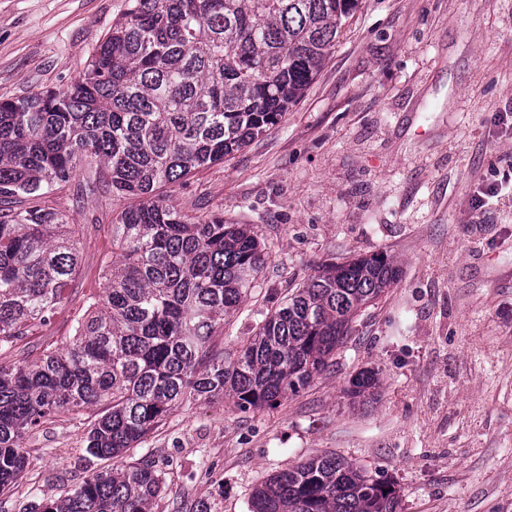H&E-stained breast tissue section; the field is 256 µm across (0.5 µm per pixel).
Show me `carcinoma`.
<instances>
[{"instance_id": "obj_1", "label": "carcinoma", "mask_w": 512, "mask_h": 512, "mask_svg": "<svg viewBox=\"0 0 512 512\" xmlns=\"http://www.w3.org/2000/svg\"><path fill=\"white\" fill-rule=\"evenodd\" d=\"M357 0H128L62 91L0 101V493L22 476L24 434L62 414L91 418L89 453L117 459L174 406L230 395L243 412L278 405L329 367L361 309L400 277L383 253L323 263L264 316L234 358L216 337L254 288V232L164 203V189L220 164L304 96ZM105 172L112 214L103 291L60 341L24 349L79 271L85 225L43 204L81 165ZM379 372L346 394L375 398ZM164 482L118 462L28 512H153ZM250 512H402L394 485L343 457L306 459L256 486Z\"/></svg>"}]
</instances>
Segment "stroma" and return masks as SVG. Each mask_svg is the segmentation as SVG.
<instances>
[{
    "mask_svg": "<svg viewBox=\"0 0 512 512\" xmlns=\"http://www.w3.org/2000/svg\"><path fill=\"white\" fill-rule=\"evenodd\" d=\"M127 0H0V101L63 90ZM512 0H358L336 48L285 118L222 164L168 188L197 216L250 225L268 260L224 320L233 357L324 262L386 254L396 285L360 311L331 365L273 409L233 399L180 405L129 461L164 477L154 512H249L253 488L335 454L394 482L403 512H512ZM502 188L473 207L475 186ZM71 222L96 216L81 268L50 327L60 338L100 293L112 212L69 184L53 200ZM375 369V400L345 390ZM86 417L25 435L29 464L0 512L64 496L112 463L88 453Z\"/></svg>",
    "mask_w": 512,
    "mask_h": 512,
    "instance_id": "stroma-1",
    "label": "stroma"
}]
</instances>
